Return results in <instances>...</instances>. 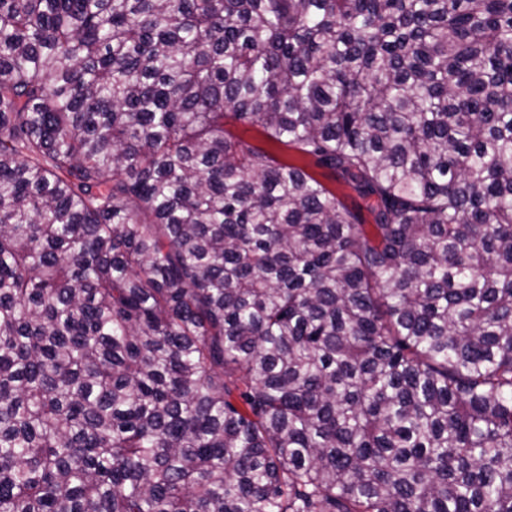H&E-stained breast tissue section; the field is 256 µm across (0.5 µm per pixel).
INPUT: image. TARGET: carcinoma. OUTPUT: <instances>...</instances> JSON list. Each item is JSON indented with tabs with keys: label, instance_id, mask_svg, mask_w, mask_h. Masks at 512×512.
I'll use <instances>...</instances> for the list:
<instances>
[{
	"label": "carcinoma",
	"instance_id": "carcinoma-1",
	"mask_svg": "<svg viewBox=\"0 0 512 512\" xmlns=\"http://www.w3.org/2000/svg\"><path fill=\"white\" fill-rule=\"evenodd\" d=\"M0 512H512V0H0ZM276 152L282 160L302 166L309 174L320 180L328 189L336 193L344 203L361 210L362 224H373L372 217L366 210L365 202L343 181L335 177L328 169L316 166L311 160L301 161L295 150L280 146Z\"/></svg>",
	"mask_w": 512,
	"mask_h": 512
}]
</instances>
